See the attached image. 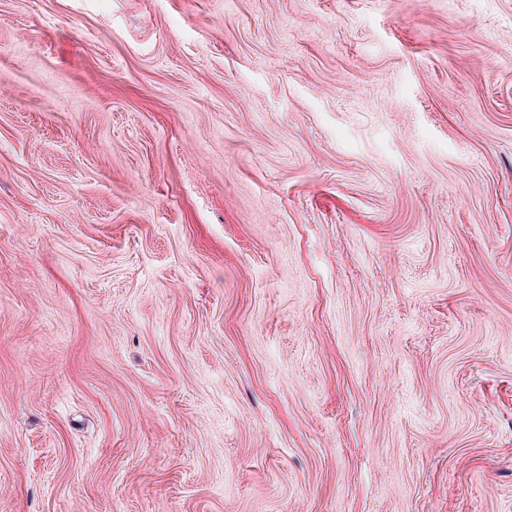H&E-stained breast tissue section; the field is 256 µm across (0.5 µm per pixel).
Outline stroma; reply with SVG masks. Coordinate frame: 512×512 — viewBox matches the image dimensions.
Here are the masks:
<instances>
[{"mask_svg":"<svg viewBox=\"0 0 512 512\" xmlns=\"http://www.w3.org/2000/svg\"><path fill=\"white\" fill-rule=\"evenodd\" d=\"M0 512H512V0H0Z\"/></svg>","mask_w":512,"mask_h":512,"instance_id":"35a3bbf8","label":"stroma"}]
</instances>
